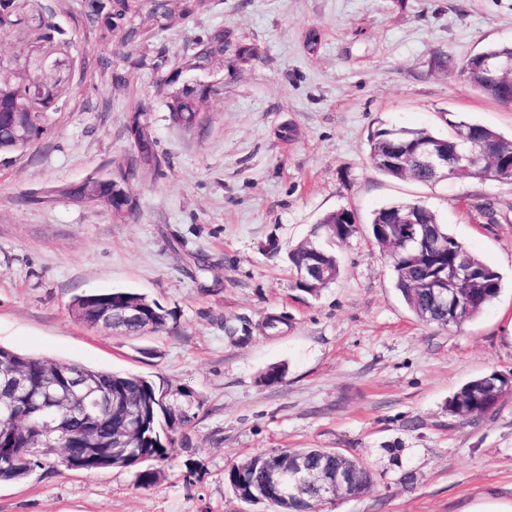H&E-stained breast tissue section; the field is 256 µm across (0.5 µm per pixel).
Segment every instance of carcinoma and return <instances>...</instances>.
Returning <instances> with one entry per match:
<instances>
[{"mask_svg": "<svg viewBox=\"0 0 512 512\" xmlns=\"http://www.w3.org/2000/svg\"><path fill=\"white\" fill-rule=\"evenodd\" d=\"M109 13L104 15L94 3L89 4L88 23L90 32L102 39L112 40L122 46L144 42L152 36V29L164 28L171 10L169 0H109ZM20 27L26 31V43L21 56L12 60L0 58V110L4 112H32L37 124L33 126V138H38L45 130V115L56 111V89L66 80V62L60 57L69 45L63 39V32L45 19L43 8L34 7L33 0H0V29ZM229 32L216 28L199 42L196 52V70L202 71L214 59L224 57ZM127 67L132 72L150 70L157 67L161 60L149 54L126 58ZM58 67L59 81L41 89L21 83L17 76L20 71H39L41 65ZM213 89L205 82L198 81L195 86L169 104L171 112L183 115L187 126H192L194 113L201 111L203 102ZM469 127L481 129L493 141H507L504 136L484 125L459 121L451 124L452 132L446 140L459 142L458 135ZM430 135L425 130H403L381 128L369 139L370 154L384 153L388 149V140L397 138L410 143L423 140ZM143 163L157 167L160 165L156 151V141L151 130L140 135L139 147ZM406 201L391 202L377 209L371 226L386 223L390 217L411 207ZM336 221V239L345 240L351 231L341 224L342 216L327 213L322 222L315 225L311 237L321 244L320 253L311 251L306 242L288 250V267L293 276L308 264L319 263L323 268L320 287L334 282L340 275V261L336 253L324 244L326 230L324 223ZM426 222L430 223L432 239L427 250L416 254L413 245L401 246L383 258L390 264L394 273L395 287L409 310L421 321L441 327L448 326L446 312L435 306L426 293L417 289V283L424 279L444 276L455 262L464 261L477 273V278L457 286V301L461 307L458 324H463L479 314L498 297L502 288L500 274L482 258L471 252L449 232L446 225L440 223L434 213H429ZM134 293L123 290L103 291L88 298L79 296L75 302L77 318L93 325L107 310L117 317ZM163 310L156 301H150L146 308V318L136 323L117 322V328L127 335H144L149 321H155L157 328L165 326L158 320L156 312ZM28 360L31 367L39 369L46 360L26 356L9 348L0 346V482L25 478L28 466L19 459L24 454L34 459V466L41 467V456L30 451L37 437L42 443L52 444L38 430L34 403L23 406L6 398L8 386L4 380L22 360ZM79 369L92 378L98 385L99 397L105 403L96 408L80 400H71L57 408L58 416L67 421L70 440L73 446L62 450L60 463L68 470L92 472L99 464L106 468H127L136 471L138 486L148 488L160 477L161 472L154 463L168 457V433H177L195 418V409L199 401L193 392L184 389L187 403L184 410H166L160 402L169 386L163 382L131 372H115L79 366ZM505 391L497 394L487 389L486 375L477 376L462 385L448 399V411L459 417L478 418L493 410ZM311 462L321 469L334 470L350 467L364 476L370 471L364 463L336 451L323 448H307ZM270 456L254 457L251 467L240 473L239 466L233 465L225 471L224 479L233 492L241 497L258 492L265 486Z\"/></svg>", "mask_w": 512, "mask_h": 512, "instance_id": "1", "label": "carcinoma"}]
</instances>
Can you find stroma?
I'll return each mask as SVG.
<instances>
[{"label": "stroma", "mask_w": 512, "mask_h": 512, "mask_svg": "<svg viewBox=\"0 0 512 512\" xmlns=\"http://www.w3.org/2000/svg\"><path fill=\"white\" fill-rule=\"evenodd\" d=\"M88 0H41L70 40L71 77L45 132L0 154V346L53 362L136 372L187 388L200 406L150 488L134 470L68 471L58 453L0 482V512H270L237 499L225 470L288 448H332L368 465L374 486L319 512H464L490 492L512 499V395L482 418L448 412L465 382L512 375V183L424 185L376 171L380 127L444 134L453 121L512 136V104L468 86L441 61L512 47V0H210L173 9L149 42L123 47L86 28ZM234 50L201 75L216 94L191 128L170 119L164 70L126 74V55L174 64L213 28ZM139 115L159 168H143L127 127ZM126 216L67 188L126 170ZM417 201L502 276L499 296L461 326L412 315L371 240L374 210ZM495 218L487 220L484 206ZM347 208L339 278L293 288L286 255L326 213ZM147 295L161 331L122 335L80 321L78 296ZM277 328H265L268 317ZM246 325L247 340L224 328ZM282 382L261 383L271 365ZM412 483H404V474Z\"/></svg>", "instance_id": "obj_1"}]
</instances>
